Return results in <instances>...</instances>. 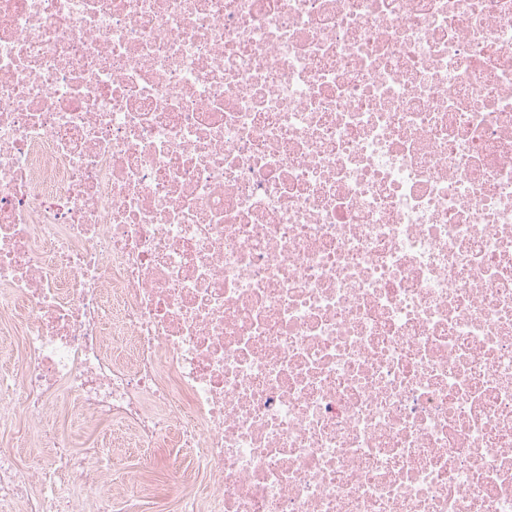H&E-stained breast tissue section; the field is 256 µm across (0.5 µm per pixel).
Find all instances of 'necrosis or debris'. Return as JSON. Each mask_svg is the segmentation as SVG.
<instances>
[{
  "instance_id": "1",
  "label": "necrosis or debris",
  "mask_w": 512,
  "mask_h": 512,
  "mask_svg": "<svg viewBox=\"0 0 512 512\" xmlns=\"http://www.w3.org/2000/svg\"><path fill=\"white\" fill-rule=\"evenodd\" d=\"M12 322L0 512H512V0H0ZM60 429L73 441L75 451L89 448L90 443H94L99 437L109 435L108 427L87 430L74 424L68 417L61 420ZM114 451L121 461L116 467H111L107 474L112 484L124 483L130 472L146 471L152 475L155 488L136 502L137 511H126L124 504H119L115 512H177V498L171 483L175 469L180 474L188 475L187 488L197 492L203 486L197 471L194 475L192 459L181 448H155L151 456H143L126 448H116Z\"/></svg>"
}]
</instances>
